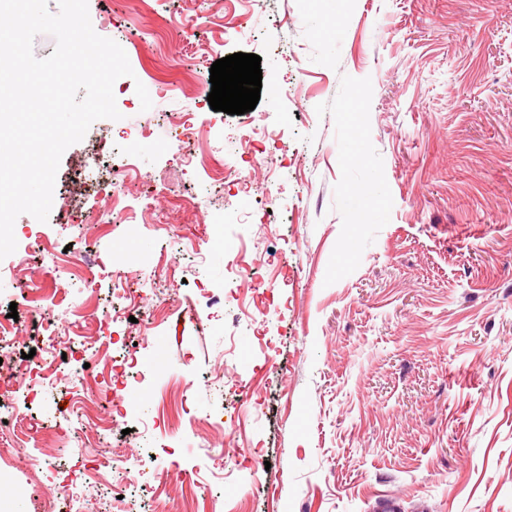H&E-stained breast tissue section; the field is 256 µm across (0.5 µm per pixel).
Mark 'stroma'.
<instances>
[{
    "label": "stroma",
    "instance_id": "35a3bbf8",
    "mask_svg": "<svg viewBox=\"0 0 512 512\" xmlns=\"http://www.w3.org/2000/svg\"><path fill=\"white\" fill-rule=\"evenodd\" d=\"M89 12L136 79L114 84L120 120L64 152L53 204L102 220L20 215L0 267L38 287L63 345L119 361L138 341L149 368L122 416L110 374L69 366L87 418L109 428L101 445L44 385L60 421L18 422L0 443L6 512H68L62 473L90 453L114 470L79 487L89 512H115L118 479L127 512H512V0H89ZM239 52L261 58L260 100L213 111L210 68ZM185 112L195 134L180 142ZM253 128L286 166L214 190L210 161L242 166ZM125 159L138 172L115 197L99 182ZM241 249L287 302L266 348L228 300L248 285ZM68 250L93 259L89 275L70 276ZM122 272L139 303L113 294ZM32 306L0 281V319L17 310L25 333L0 362V417L21 411L11 369L41 346Z\"/></svg>",
    "mask_w": 512,
    "mask_h": 512
}]
</instances>
